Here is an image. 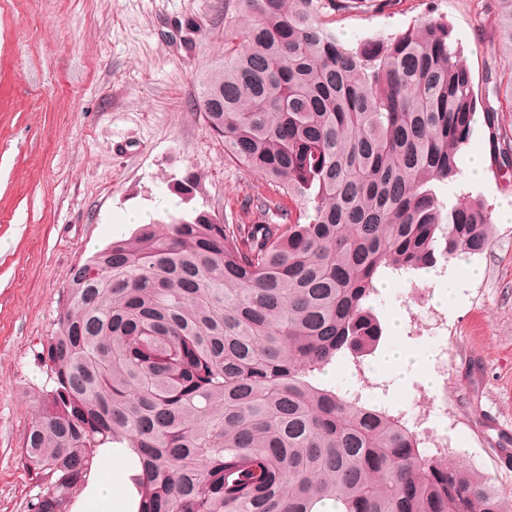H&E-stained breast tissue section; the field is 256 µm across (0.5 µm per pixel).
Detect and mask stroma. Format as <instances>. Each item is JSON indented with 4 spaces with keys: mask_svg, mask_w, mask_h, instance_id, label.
I'll return each mask as SVG.
<instances>
[{
    "mask_svg": "<svg viewBox=\"0 0 512 512\" xmlns=\"http://www.w3.org/2000/svg\"><path fill=\"white\" fill-rule=\"evenodd\" d=\"M224 0H0V512H28L38 488L22 454L38 396L52 383L39 355L57 330L71 268L112 240L130 236L133 210L215 213L228 224L258 219L249 201L261 178L227 159L195 111L201 71L224 53ZM447 22L484 97L486 68L512 70L498 50L497 19L478 0H382L327 12L347 44L395 34L427 17ZM194 173L192 199L177 180ZM477 278L460 276L448 305L441 281L415 278L426 307L410 312L399 279L374 305L403 331L361 366L345 360L334 385L362 387L369 403L412 409L423 455L472 464L512 496V223L494 224L490 249L466 257ZM448 324L441 392L420 374L399 382L379 371L390 344L438 370V342L423 325ZM439 371V370H438ZM447 405L446 415L435 408Z\"/></svg>",
    "mask_w": 512,
    "mask_h": 512,
    "instance_id": "35a3bbf8",
    "label": "stroma"
}]
</instances>
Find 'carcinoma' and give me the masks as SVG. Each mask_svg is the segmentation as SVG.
<instances>
[{"label": "carcinoma", "instance_id": "cac0c4a2", "mask_svg": "<svg viewBox=\"0 0 512 512\" xmlns=\"http://www.w3.org/2000/svg\"><path fill=\"white\" fill-rule=\"evenodd\" d=\"M512 56V0H493ZM194 107L259 174L255 224L168 215L72 267L23 452L30 512H70L99 449L142 466L138 512H512L473 467L428 459L403 420L323 380L384 336L383 275L408 281L492 244L460 149L477 97L448 25L349 47L324 10L371 0H236ZM484 126L512 174V75L488 69Z\"/></svg>", "mask_w": 512, "mask_h": 512}]
</instances>
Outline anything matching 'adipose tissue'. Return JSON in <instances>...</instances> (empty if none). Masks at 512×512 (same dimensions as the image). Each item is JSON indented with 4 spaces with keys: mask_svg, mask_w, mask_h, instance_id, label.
I'll return each instance as SVG.
<instances>
[{
    "mask_svg": "<svg viewBox=\"0 0 512 512\" xmlns=\"http://www.w3.org/2000/svg\"><path fill=\"white\" fill-rule=\"evenodd\" d=\"M103 456L112 461L107 472H90L73 512H138L139 472L127 448H106Z\"/></svg>",
    "mask_w": 512,
    "mask_h": 512,
    "instance_id": "ef3b65f1",
    "label": "adipose tissue"
}]
</instances>
